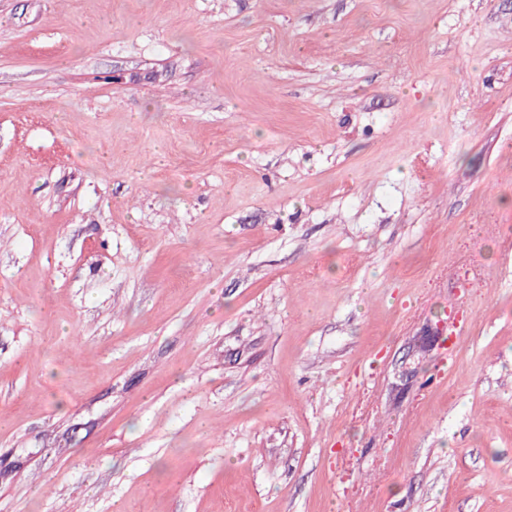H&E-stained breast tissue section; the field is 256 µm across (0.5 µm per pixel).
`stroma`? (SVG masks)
<instances>
[{"label": "stroma", "mask_w": 512, "mask_h": 512, "mask_svg": "<svg viewBox=\"0 0 512 512\" xmlns=\"http://www.w3.org/2000/svg\"><path fill=\"white\" fill-rule=\"evenodd\" d=\"M0 512H512V0H0Z\"/></svg>", "instance_id": "35a3bbf8"}]
</instances>
